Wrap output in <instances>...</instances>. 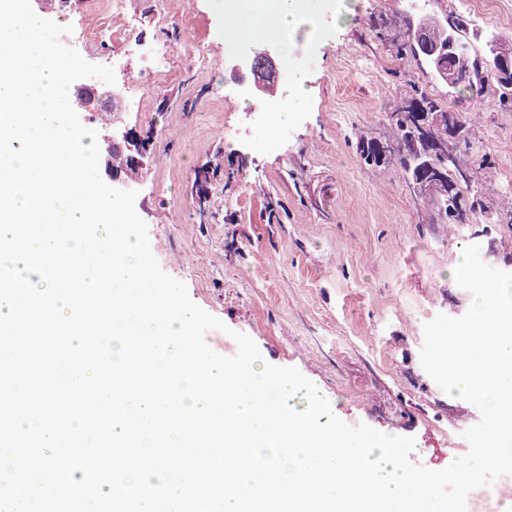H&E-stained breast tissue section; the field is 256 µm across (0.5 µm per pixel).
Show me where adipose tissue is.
Listing matches in <instances>:
<instances>
[{"label": "adipose tissue", "mask_w": 512, "mask_h": 512, "mask_svg": "<svg viewBox=\"0 0 512 512\" xmlns=\"http://www.w3.org/2000/svg\"><path fill=\"white\" fill-rule=\"evenodd\" d=\"M311 21L304 0H231L224 34L229 42L247 44L254 51L276 43L283 64L295 65V40Z\"/></svg>", "instance_id": "adipose-tissue-1"}]
</instances>
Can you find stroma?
Listing matches in <instances>:
<instances>
[{
	"label": "stroma",
	"mask_w": 512,
	"mask_h": 512,
	"mask_svg": "<svg viewBox=\"0 0 512 512\" xmlns=\"http://www.w3.org/2000/svg\"><path fill=\"white\" fill-rule=\"evenodd\" d=\"M124 2L117 13L113 0H64L51 19L81 18L106 32V54L123 56L120 111L79 118L148 142L135 209L162 270L226 324L206 333L209 347L230 356L232 332L248 335L264 362L311 380L341 420L412 437L413 463L446 468L481 415L423 370V326L471 307L449 274L467 246L512 269V226L488 225L476 240L474 225L425 223L398 176L362 164L354 141L385 136L386 113L415 83L476 120L494 184L512 188V109L477 90L449 95L426 66L368 36L369 12L411 0H335L331 10L310 0L321 38L289 77L309 103L258 125L246 93L224 80L242 50L224 39V0ZM129 33L174 49L173 62L150 73L126 51Z\"/></svg>",
	"instance_id": "stroma-1"
}]
</instances>
